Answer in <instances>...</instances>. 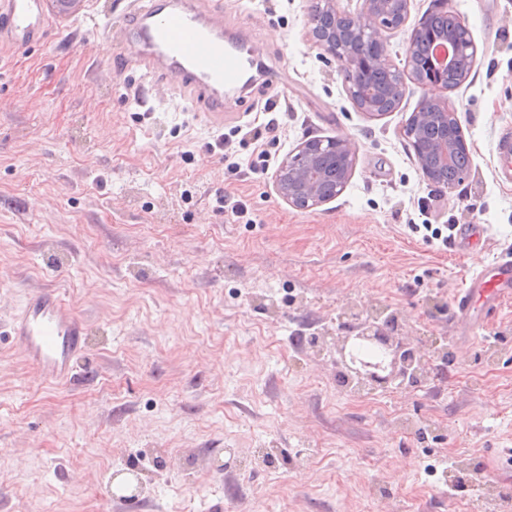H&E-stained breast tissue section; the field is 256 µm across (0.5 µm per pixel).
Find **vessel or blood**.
<instances>
[{
	"label": "vessel or blood",
	"mask_w": 512,
	"mask_h": 512,
	"mask_svg": "<svg viewBox=\"0 0 512 512\" xmlns=\"http://www.w3.org/2000/svg\"><path fill=\"white\" fill-rule=\"evenodd\" d=\"M199 0H135L128 31L145 55L151 73L173 78L204 111L224 110V92L244 83L255 48L246 33L224 25V18L201 10ZM43 0H0V45L24 52L47 38ZM512 295V257H502L465 278L457 295L459 310L476 303L498 306ZM21 345L44 379L70 380L85 348L86 323L55 291L27 295L10 322Z\"/></svg>",
	"instance_id": "obj_1"
}]
</instances>
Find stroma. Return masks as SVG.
I'll use <instances>...</instances> for the list:
<instances>
[{
	"mask_svg": "<svg viewBox=\"0 0 512 512\" xmlns=\"http://www.w3.org/2000/svg\"><path fill=\"white\" fill-rule=\"evenodd\" d=\"M45 3V43L0 71V512H411L412 493L448 512L512 492V300L455 304L466 275L512 256V0H448L477 46L445 94L471 146L452 190L403 133L423 89L360 112L309 37V0H216L278 76L264 97L225 91L220 118L146 72L130 0ZM269 96L277 157L352 141L334 200L289 206L253 140L212 151ZM414 224L481 238L445 247ZM40 288L89 328L67 383L9 335ZM387 318L425 373L342 390L337 337Z\"/></svg>",
	"mask_w": 512,
	"mask_h": 512,
	"instance_id": "stroma-1",
	"label": "stroma"
}]
</instances>
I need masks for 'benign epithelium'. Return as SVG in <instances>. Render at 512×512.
<instances>
[{
	"label": "benign epithelium",
	"instance_id": "benign-epithelium-1",
	"mask_svg": "<svg viewBox=\"0 0 512 512\" xmlns=\"http://www.w3.org/2000/svg\"><path fill=\"white\" fill-rule=\"evenodd\" d=\"M411 0H362L360 11L351 16L336 6V0H312L310 11L323 14L327 33L313 35L323 55L335 60L343 76L347 91L358 93L361 110L374 119L384 116L378 111L381 104L374 98L371 86L373 70L389 61L388 38L385 33L402 29L410 15ZM434 12L426 13L413 27L408 47L431 31ZM437 48L446 50L442 61H429V74L410 73V80L403 78L393 82L389 97L396 103L404 99L408 83L426 90L443 87L445 74L454 69L471 72L476 61L477 47L474 41L466 45L456 42L453 34L431 35ZM423 110L413 112L414 124L419 127L418 141H410L415 161L424 178L432 180L433 168L428 154L446 164L451 155L460 152L470 154L458 114L448 111V103L442 99L425 96L421 100ZM333 166H321L323 156L312 149V141L306 139L292 152L286 154L278 167L276 180L279 196L288 205L300 210L312 209L326 202L323 185L330 182L344 189L352 174L355 152L351 141L342 136L333 138ZM336 363L353 375L358 382L371 386H385L397 380L414 378L423 370V358L418 352L376 323L363 324L336 339Z\"/></svg>",
	"mask_w": 512,
	"mask_h": 512
}]
</instances>
